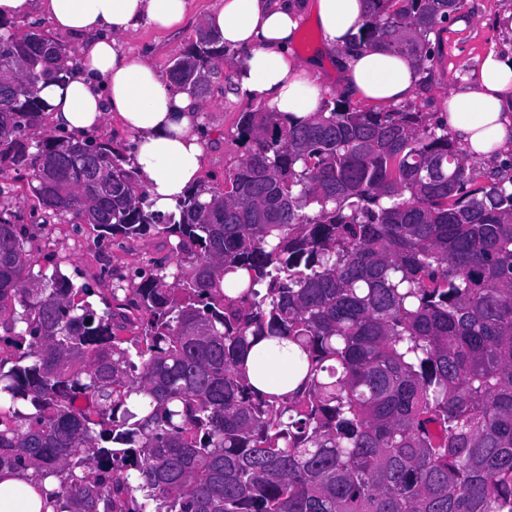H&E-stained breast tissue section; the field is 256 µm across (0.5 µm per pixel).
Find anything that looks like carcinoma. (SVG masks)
Listing matches in <instances>:
<instances>
[{
  "label": "carcinoma",
  "instance_id": "carcinoma-1",
  "mask_svg": "<svg viewBox=\"0 0 512 512\" xmlns=\"http://www.w3.org/2000/svg\"><path fill=\"white\" fill-rule=\"evenodd\" d=\"M462 2L366 0L354 46L430 82ZM67 61L0 32L27 86L0 83V174L58 224L177 244L98 308L0 219V483L40 512H512V177L408 105L248 107L224 189L160 214L125 144L32 137ZM222 64L202 30L169 74L201 101ZM265 339L287 379L250 376Z\"/></svg>",
  "mask_w": 512,
  "mask_h": 512
}]
</instances>
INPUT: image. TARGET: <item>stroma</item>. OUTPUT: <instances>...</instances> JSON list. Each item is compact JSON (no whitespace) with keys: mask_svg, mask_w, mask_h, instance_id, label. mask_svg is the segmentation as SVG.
I'll return each instance as SVG.
<instances>
[{"mask_svg":"<svg viewBox=\"0 0 512 512\" xmlns=\"http://www.w3.org/2000/svg\"><path fill=\"white\" fill-rule=\"evenodd\" d=\"M219 4L220 0H190L189 16L178 32H165L147 24L127 35L125 46L156 68L168 70L178 49L186 48L195 40L202 16ZM509 12H512V0H465L458 15L467 20V27L455 30L447 25L433 35L432 44L437 50L435 79L410 99V106L421 112H443L449 88L477 73L489 52L502 51L505 45L512 43V29L502 23L504 14ZM295 52L302 57H320L325 90L322 102L333 105L339 98V76L330 54L322 48L321 37L312 21L301 25ZM246 106V101L233 102L217 94L203 103L204 123L221 126L224 130L223 145L208 153V187L223 188L225 167L242 156L233 136L239 114ZM0 217L26 225L34 233L40 247L41 267L48 270L60 267L75 284L86 282L98 289L111 287V277L115 274L125 276L126 287H135L134 270L149 269L154 261L171 251L170 241L161 237L107 242L98 240L96 231L87 224L45 222L23 178L14 180L12 191L0 196Z\"/></svg>","mask_w":512,"mask_h":512,"instance_id":"stroma-1","label":"stroma"}]
</instances>
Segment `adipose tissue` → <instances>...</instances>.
Instances as JSON below:
<instances>
[{
  "label": "adipose tissue",
  "instance_id": "1",
  "mask_svg": "<svg viewBox=\"0 0 512 512\" xmlns=\"http://www.w3.org/2000/svg\"><path fill=\"white\" fill-rule=\"evenodd\" d=\"M188 7L189 0H0V21L45 17L77 45L64 81L40 87L51 128L85 137L117 117L133 136V163L159 213L175 210L200 185L203 107L132 56L122 40L147 22L171 28ZM307 13L336 54L342 98L383 108L415 95L418 76L406 57L355 47L364 0H221L204 23L225 46L244 53L224 96L261 102L287 117L318 111L319 62L298 60L293 52ZM445 110L449 129L471 157L504 162L512 149V53L489 54L475 79L448 93Z\"/></svg>",
  "mask_w": 512,
  "mask_h": 512
}]
</instances>
